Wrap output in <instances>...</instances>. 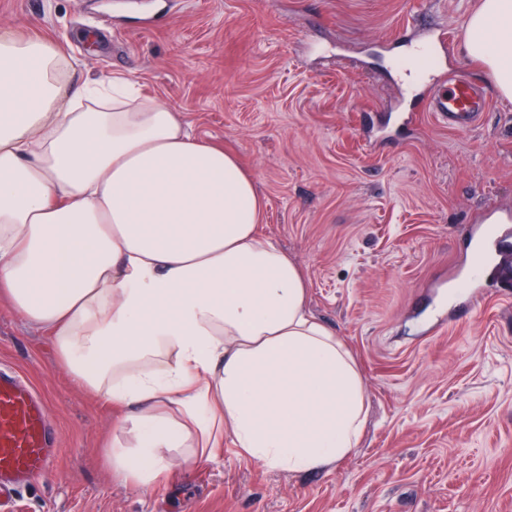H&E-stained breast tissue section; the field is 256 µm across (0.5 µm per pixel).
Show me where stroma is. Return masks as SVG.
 <instances>
[{
  "mask_svg": "<svg viewBox=\"0 0 512 512\" xmlns=\"http://www.w3.org/2000/svg\"><path fill=\"white\" fill-rule=\"evenodd\" d=\"M480 0H0V33L42 34L73 86L122 78L234 153L266 201L261 233L304 273L308 306L364 379L358 448L271 470L225 442L148 487L113 475L119 412L0 302V364L39 390L61 436L13 512H512V296L488 279L446 309L465 230L512 209V101L457 134L411 104L399 59ZM415 115L412 127L395 122Z\"/></svg>",
  "mask_w": 512,
  "mask_h": 512,
  "instance_id": "obj_1",
  "label": "stroma"
}]
</instances>
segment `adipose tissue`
Returning <instances> with one entry per match:
<instances>
[{
    "mask_svg": "<svg viewBox=\"0 0 512 512\" xmlns=\"http://www.w3.org/2000/svg\"><path fill=\"white\" fill-rule=\"evenodd\" d=\"M461 52L512 100V0H481ZM72 66L49 38L0 33V300L121 409L113 473L149 486L228 438L271 469L344 458L363 378L260 235L252 175L125 83L70 95Z\"/></svg>",
    "mask_w": 512,
    "mask_h": 512,
    "instance_id": "ef3b65f1",
    "label": "adipose tissue"
}]
</instances>
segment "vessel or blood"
Listing matches in <instances>:
<instances>
[{"mask_svg":"<svg viewBox=\"0 0 512 512\" xmlns=\"http://www.w3.org/2000/svg\"><path fill=\"white\" fill-rule=\"evenodd\" d=\"M450 31L430 30L412 53L413 68L424 71L414 92L424 109L450 131L474 130L489 111L492 98L486 88L467 77L437 71L440 52L452 44ZM474 244L467 271L469 295L481 289V254L512 249V215L505 213L489 223L469 226ZM59 435L45 402L17 374L0 370V512H11L21 485L50 471L55 463Z\"/></svg>","mask_w":512,"mask_h":512,"instance_id":"1","label":"vessel or blood"}]
</instances>
